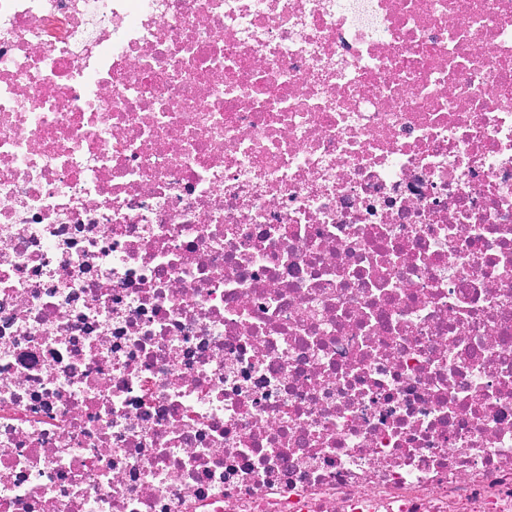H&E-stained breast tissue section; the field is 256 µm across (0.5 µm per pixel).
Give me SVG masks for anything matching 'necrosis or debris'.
Returning <instances> with one entry per match:
<instances>
[{"label": "necrosis or debris", "instance_id": "obj_1", "mask_svg": "<svg viewBox=\"0 0 512 512\" xmlns=\"http://www.w3.org/2000/svg\"><path fill=\"white\" fill-rule=\"evenodd\" d=\"M0 512H512V0H0Z\"/></svg>", "mask_w": 512, "mask_h": 512}]
</instances>
